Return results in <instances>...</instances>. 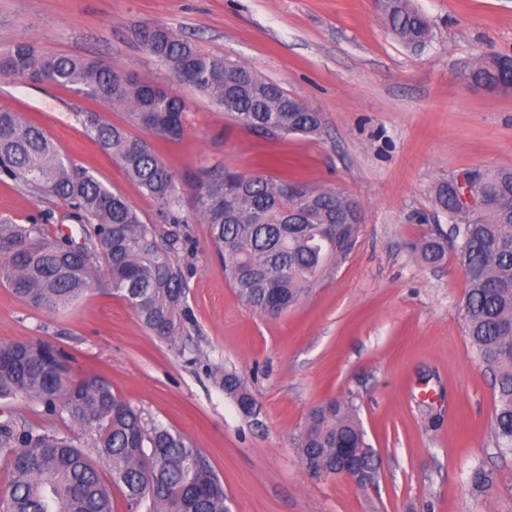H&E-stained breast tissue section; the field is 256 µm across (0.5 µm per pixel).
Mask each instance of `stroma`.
I'll list each match as a JSON object with an SVG mask.
<instances>
[{"label":"stroma","instance_id":"1","mask_svg":"<svg viewBox=\"0 0 512 512\" xmlns=\"http://www.w3.org/2000/svg\"><path fill=\"white\" fill-rule=\"evenodd\" d=\"M435 37L413 50L387 28L376 0H0V48L18 39L49 54L108 60L183 98L184 134L159 142L182 198L183 222L101 150L84 121L99 111L74 90L0 74V111L35 122L62 153L124 195L145 223L176 231L191 319L167 340L119 297L92 286L67 311L24 303L0 283V342L44 341L74 374L106 381L147 424L177 430L202 450L232 512H512V456L492 431V377L465 332L466 278L456 252L425 264L412 244L447 233L432 201L453 175L512 169V91L460 81L461 67L512 54V0H414ZM143 23L189 38L279 83L318 112L319 137L270 139L228 119L178 82L131 35ZM216 164L314 188H344L361 211L350 255L278 316L241 300L195 214L203 167ZM70 205L0 174V220L50 215L48 234H79ZM243 380L259 414H243L217 372ZM330 401L353 405L381 457L377 486L307 472L291 437ZM8 412L71 437L91 433L18 398ZM492 484L475 491V467Z\"/></svg>","mask_w":512,"mask_h":512}]
</instances>
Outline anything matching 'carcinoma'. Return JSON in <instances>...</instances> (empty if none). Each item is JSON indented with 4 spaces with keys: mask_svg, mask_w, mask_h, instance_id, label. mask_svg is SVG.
Masks as SVG:
<instances>
[{
    "mask_svg": "<svg viewBox=\"0 0 512 512\" xmlns=\"http://www.w3.org/2000/svg\"><path fill=\"white\" fill-rule=\"evenodd\" d=\"M390 33L419 48L434 38L433 25L412 0H381ZM135 39L163 61L172 75L207 97L240 127L270 137L321 133V119L278 83L222 57L206 55L167 28L140 25ZM0 73L72 88L96 103L126 106L125 124L109 123L96 112L85 122L100 148L157 204L172 224L182 223L178 186L152 142L132 135L141 128L173 142L184 132L186 102L161 93L127 69L102 60L47 55L18 40L0 50ZM469 84L496 89L512 79V57L479 58L461 73ZM0 171L41 196L69 204L80 218L82 241L70 235L45 236L43 225L0 221V282L23 301L50 312L72 307L100 280L121 297L143 325L163 339L179 334L189 320L183 273L176 255L182 245L175 232L161 234L143 222L120 193L63 154L37 125L16 112H0ZM480 199L459 209L462 188L456 178L435 186V200L450 217V236L467 281L463 319L474 352L494 377L493 429L504 456L512 455V171L485 170L468 184ZM201 223L209 226L224 277L238 297L268 311L275 300L282 312L352 251L356 239L325 236L352 227V199L341 188L321 190L230 167L204 168L194 201ZM412 248L427 263L446 255L436 238L422 237ZM224 392L247 403L254 400L240 377L219 376ZM38 402L48 415L65 414L95 432L97 458L73 440L9 416L0 421V455L8 461L11 482L0 512H112V491L148 512H229L224 484L202 450L180 432L147 427L141 412L112 393L98 378H74L65 356L42 341L0 344V399ZM291 442L306 470L333 475L337 449L349 448L367 471L379 477L380 460L367 443L350 405L330 402L315 409Z\"/></svg>",
    "mask_w": 512,
    "mask_h": 512,
    "instance_id": "obj_1",
    "label": "carcinoma"
}]
</instances>
